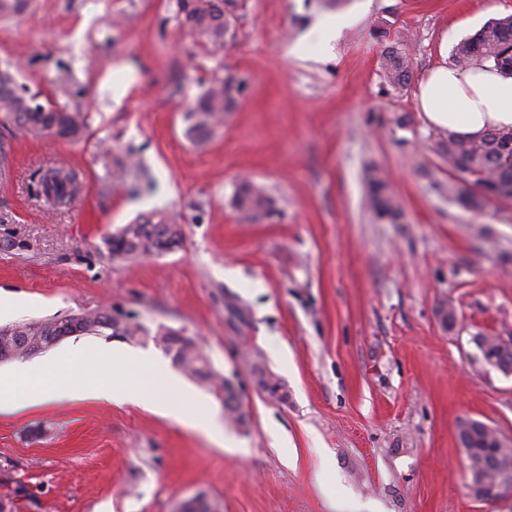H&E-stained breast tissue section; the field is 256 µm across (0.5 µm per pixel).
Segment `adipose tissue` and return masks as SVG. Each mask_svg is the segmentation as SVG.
<instances>
[{"label": "adipose tissue", "instance_id": "ef3b65f1", "mask_svg": "<svg viewBox=\"0 0 512 512\" xmlns=\"http://www.w3.org/2000/svg\"><path fill=\"white\" fill-rule=\"evenodd\" d=\"M417 107L428 125L464 138L482 137L492 128H512V76L485 62L462 70L444 61L422 81ZM99 358L110 360L109 377L79 386L67 385L73 368ZM131 364L148 370L149 388L134 390L128 386L124 374ZM180 391V382L151 355L117 344L104 347L80 341L43 360L0 369V415H20L51 403L133 401L193 429L215 432L209 414L188 419L178 402Z\"/></svg>", "mask_w": 512, "mask_h": 512}]
</instances>
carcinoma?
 Here are the masks:
<instances>
[{
    "instance_id": "cac0c4a2",
    "label": "carcinoma",
    "mask_w": 512,
    "mask_h": 512,
    "mask_svg": "<svg viewBox=\"0 0 512 512\" xmlns=\"http://www.w3.org/2000/svg\"><path fill=\"white\" fill-rule=\"evenodd\" d=\"M30 0H0V18L25 11ZM240 0H174L172 20L192 31L213 51H220L235 38ZM452 63L466 68L477 60L494 64L512 75V15L486 22L475 34L460 40L452 51ZM389 84L396 90L409 85L410 60L405 48L390 46L381 63ZM243 82L229 79L216 81L200 95L187 119L188 134L193 139L207 137L231 110ZM0 126L15 127L22 133L42 138L78 139L88 133L86 118L77 110L61 108L50 102L35 101L17 82L8 68L0 69ZM448 163L460 176L478 186L480 196H459L469 209L481 208L488 200L512 199V129H493L479 139H465L455 134L438 141ZM369 203L380 220L397 221L401 206L389 191L387 181L375 172L369 174ZM82 190V183L70 169L46 171L37 182L36 193L53 207L70 204ZM234 205L254 218L267 216L271 208L269 196L260 187L242 183L234 196ZM183 239L182 224L177 214L167 211L141 215L124 225L106 241L109 252L123 259L137 260L159 256L179 247ZM113 317L106 313H88L83 317L87 335H102L112 330ZM165 325L152 330L135 318L126 317L123 335L131 339L162 336L165 353L173 364L201 384L214 389L224 403L225 414L237 425H245V415L237 398L224 387V376L216 373L204 352L192 337L174 332L161 334ZM492 445L486 432L477 433L470 447L464 449L469 472H479L493 484L497 480L491 465Z\"/></svg>"
}]
</instances>
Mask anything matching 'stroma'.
Wrapping results in <instances>:
<instances>
[{"label": "stroma", "mask_w": 512, "mask_h": 512, "mask_svg": "<svg viewBox=\"0 0 512 512\" xmlns=\"http://www.w3.org/2000/svg\"><path fill=\"white\" fill-rule=\"evenodd\" d=\"M215 54L171 22L170 0H32L0 19V67L87 116L80 140L0 127V296L27 304L0 325L105 311L192 336L240 393L248 424L183 378L223 441L135 402L51 404L0 416V495L14 512H512V490L478 500L462 422L512 440V374L477 337L512 342V199L479 211L416 106L419 84L512 0H242ZM335 22L334 40L312 37ZM403 39L407 88L381 58ZM246 89L213 135L187 134V108L215 79ZM154 185L135 194L128 155ZM76 169L84 192L46 210L41 170ZM400 203L376 221L366 172ZM271 216L237 210L242 180ZM181 214V248L128 262L105 240L139 214ZM456 320L444 326L443 307ZM262 362L280 401L255 385Z\"/></svg>", "instance_id": "1"}]
</instances>
